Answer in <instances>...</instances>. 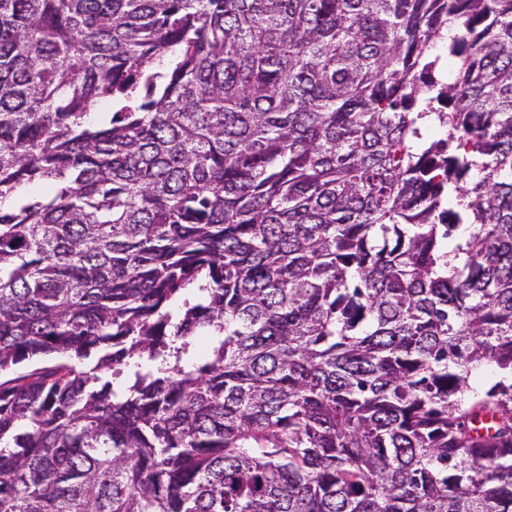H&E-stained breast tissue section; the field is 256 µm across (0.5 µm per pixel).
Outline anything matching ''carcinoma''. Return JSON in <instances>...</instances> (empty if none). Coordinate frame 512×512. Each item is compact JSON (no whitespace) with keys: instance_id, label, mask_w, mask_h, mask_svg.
Masks as SVG:
<instances>
[{"instance_id":"carcinoma-1","label":"carcinoma","mask_w":512,"mask_h":512,"mask_svg":"<svg viewBox=\"0 0 512 512\" xmlns=\"http://www.w3.org/2000/svg\"><path fill=\"white\" fill-rule=\"evenodd\" d=\"M3 441L0 512H512V0H0Z\"/></svg>"}]
</instances>
